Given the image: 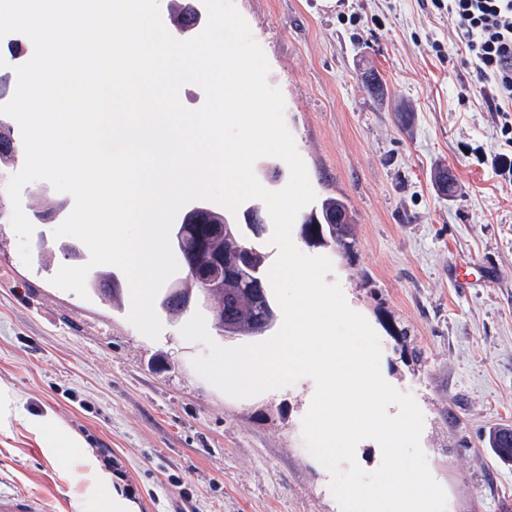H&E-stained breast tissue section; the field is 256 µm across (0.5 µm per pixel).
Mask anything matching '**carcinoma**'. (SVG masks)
Wrapping results in <instances>:
<instances>
[{"mask_svg":"<svg viewBox=\"0 0 512 512\" xmlns=\"http://www.w3.org/2000/svg\"><path fill=\"white\" fill-rule=\"evenodd\" d=\"M340 219L328 220L331 215ZM177 243L186 264H197L203 271H219L224 287L212 291L207 305L215 327L226 336H262L274 328L276 312L267 292L269 280L267 254L257 241L248 239L251 225L240 224L224 214L217 221L202 211L188 216L176 225ZM306 238L314 244L330 248L345 257L354 253L356 238L351 229L347 206L336 198L324 199L318 210L304 221ZM261 286H256L257 280ZM117 283L111 272L100 273L93 282L94 292L116 305L121 301L122 289L100 288L102 282ZM159 307L171 320L180 319L187 308L165 291ZM490 447L503 462L512 463V430H498L490 436Z\"/></svg>","mask_w":512,"mask_h":512,"instance_id":"cac0c4a2","label":"carcinoma"}]
</instances>
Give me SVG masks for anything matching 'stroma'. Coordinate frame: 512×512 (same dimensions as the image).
<instances>
[{
  "label": "stroma",
  "mask_w": 512,
  "mask_h": 512,
  "mask_svg": "<svg viewBox=\"0 0 512 512\" xmlns=\"http://www.w3.org/2000/svg\"><path fill=\"white\" fill-rule=\"evenodd\" d=\"M280 89L284 120L317 198L344 200L350 258L329 252L327 282L377 334L380 368L424 417L420 445L446 512L512 504V464L487 444L512 427V182L501 118L461 99L468 67L450 58L455 24L431 0H234ZM445 168L456 190L433 176ZM54 225L33 227L23 263L0 217V390L49 414L112 474L136 512H341L331 476L308 452L302 419L313 382L234 399L194 369L203 343L163 320L142 335L128 309L57 288ZM470 263L471 288L454 283ZM51 430L0 424V490L46 512H97L91 483L71 484Z\"/></svg>",
  "instance_id": "stroma-1"
}]
</instances>
